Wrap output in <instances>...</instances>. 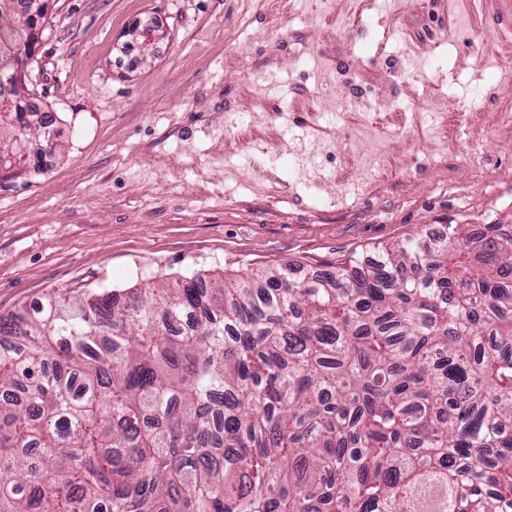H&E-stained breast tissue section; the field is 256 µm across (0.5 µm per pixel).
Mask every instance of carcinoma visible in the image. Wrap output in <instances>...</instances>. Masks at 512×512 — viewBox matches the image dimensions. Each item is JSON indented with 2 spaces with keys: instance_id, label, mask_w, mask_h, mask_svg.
I'll use <instances>...</instances> for the list:
<instances>
[{
  "instance_id": "1",
  "label": "carcinoma",
  "mask_w": 512,
  "mask_h": 512,
  "mask_svg": "<svg viewBox=\"0 0 512 512\" xmlns=\"http://www.w3.org/2000/svg\"><path fill=\"white\" fill-rule=\"evenodd\" d=\"M23 82L0 71V167L59 146ZM7 338L0 512H512V224L52 293Z\"/></svg>"
}]
</instances>
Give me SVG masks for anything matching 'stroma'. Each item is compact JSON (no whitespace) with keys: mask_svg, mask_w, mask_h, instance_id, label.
Returning <instances> with one entry per match:
<instances>
[{"mask_svg":"<svg viewBox=\"0 0 512 512\" xmlns=\"http://www.w3.org/2000/svg\"><path fill=\"white\" fill-rule=\"evenodd\" d=\"M62 148L0 172V315L512 224V0H50ZM164 31L121 65L129 31Z\"/></svg>","mask_w":512,"mask_h":512,"instance_id":"obj_1","label":"stroma"}]
</instances>
